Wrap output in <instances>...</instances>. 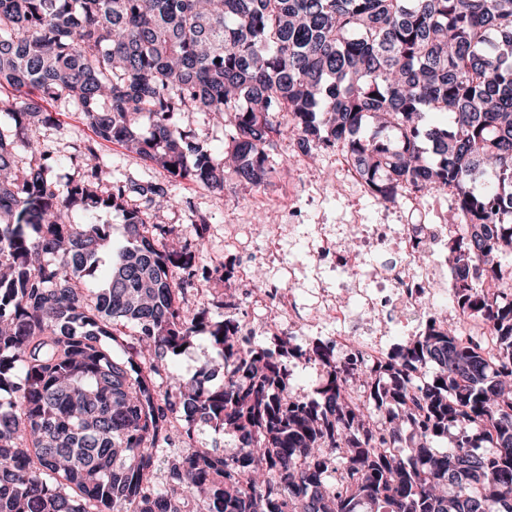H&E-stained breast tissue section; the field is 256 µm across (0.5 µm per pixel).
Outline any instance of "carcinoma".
<instances>
[{"mask_svg":"<svg viewBox=\"0 0 512 512\" xmlns=\"http://www.w3.org/2000/svg\"><path fill=\"white\" fill-rule=\"evenodd\" d=\"M5 88L0 512H512V0H0ZM47 101L218 193L223 161L185 129L197 113L231 115L251 188L289 133L308 157L349 155L381 202L450 192L454 302L492 344L432 319L394 359L349 367L320 341L265 346L235 303L220 320L184 308L208 276L151 222L168 184L112 181L91 144L80 179L55 178L29 134ZM76 207L86 223L67 221ZM112 208L119 247L98 219ZM188 210L200 244L209 216ZM203 333L214 356L192 376L165 362ZM290 357L322 366L314 393ZM202 426L237 451L198 446Z\"/></svg>","mask_w":512,"mask_h":512,"instance_id":"obj_1","label":"carcinoma"}]
</instances>
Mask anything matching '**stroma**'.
<instances>
[{"instance_id": "obj_1", "label": "stroma", "mask_w": 512, "mask_h": 512, "mask_svg": "<svg viewBox=\"0 0 512 512\" xmlns=\"http://www.w3.org/2000/svg\"><path fill=\"white\" fill-rule=\"evenodd\" d=\"M49 123L34 132L36 139L58 159L55 172L64 178L79 176L70 161L93 132L84 116L49 104ZM191 134L216 157H223L230 145L229 121L224 117L196 114L189 127ZM100 153L113 177L125 176L147 181H166L162 168L128 152L123 146L102 143ZM270 160L275 167L266 184L257 189L238 182L232 171L224 173V190L212 192L194 183H180L172 192L180 207L157 212L154 221L186 230L188 215L184 201H192L211 217L210 230L200 247L206 265L235 267L244 262L257 264V279L280 281V264L294 268L299 282L291 292L306 310L319 304L320 286L335 287L336 272L316 267L307 243L319 231L335 233L340 224H443L448 220V198L436 194L419 200L398 198L396 203L376 200L363 181L336 168V154L322 151L309 158L297 152L289 138L276 139ZM246 285L237 278L212 279L182 295L184 307L194 309L233 295L263 341L287 333L288 326L274 309L250 304Z\"/></svg>"}]
</instances>
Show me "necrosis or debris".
Returning <instances> with one entry per match:
<instances>
[{
  "label": "necrosis or debris",
  "mask_w": 512,
  "mask_h": 512,
  "mask_svg": "<svg viewBox=\"0 0 512 512\" xmlns=\"http://www.w3.org/2000/svg\"><path fill=\"white\" fill-rule=\"evenodd\" d=\"M445 224H361L357 227V249L349 251L340 239L319 234L308 247L317 260L329 261L358 287L361 311L372 319L361 333L346 332L353 318L346 306L330 291L322 293V317L336 323L335 336L328 342L338 361L359 354L364 361L388 360L393 345L389 327L399 334L418 336L430 318L452 311L448 303V235ZM394 252L397 263L382 266L366 262L372 251Z\"/></svg>",
  "instance_id": "4bbe7bcc"
}]
</instances>
